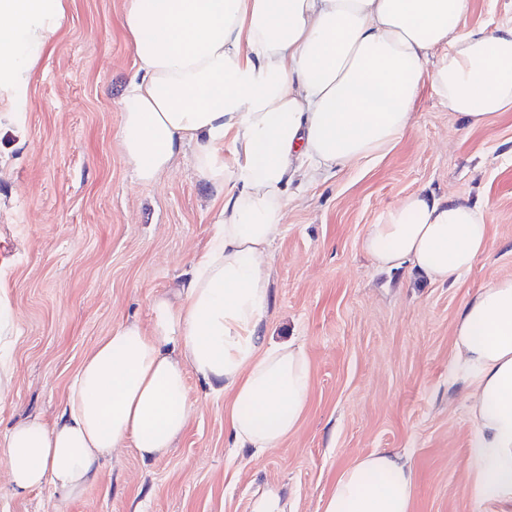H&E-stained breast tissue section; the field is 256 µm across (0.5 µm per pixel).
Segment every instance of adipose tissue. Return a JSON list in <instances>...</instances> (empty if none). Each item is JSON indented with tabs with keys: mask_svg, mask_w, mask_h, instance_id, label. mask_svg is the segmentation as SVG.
Wrapping results in <instances>:
<instances>
[{
	"mask_svg": "<svg viewBox=\"0 0 512 512\" xmlns=\"http://www.w3.org/2000/svg\"><path fill=\"white\" fill-rule=\"evenodd\" d=\"M67 6L0 0V120L23 111ZM469 9L470 0H126L138 70L123 96L124 154L150 183L195 147L224 204L190 276L152 301L150 325H119L93 348L53 425L35 420L0 438L16 488L69 497L97 481L115 449L166 455L189 425L190 372L230 394L234 447L264 451L296 432L309 359L266 325L289 186L392 147L423 82L474 124L512 108V25L462 29ZM488 236L481 206L418 192L370 225L362 248L379 270L409 266L452 283ZM454 347L475 429L465 496L477 510L512 512V278L465 303ZM416 486L408 460L378 450L339 475L323 512H412Z\"/></svg>",
	"mask_w": 512,
	"mask_h": 512,
	"instance_id": "adipose-tissue-1",
	"label": "adipose tissue"
}]
</instances>
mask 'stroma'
Segmentation results:
<instances>
[{"mask_svg": "<svg viewBox=\"0 0 512 512\" xmlns=\"http://www.w3.org/2000/svg\"><path fill=\"white\" fill-rule=\"evenodd\" d=\"M125 0H69L67 21L34 71L23 135L0 133V292L14 343L0 435L55 422L86 355L127 322L149 325L209 244L223 188L198 171L194 148L156 181H138L119 139L124 90L137 72L121 16ZM512 24V0H471L462 28ZM480 203L486 251L452 284L405 267L376 269L369 226L406 196ZM270 262L267 326L298 338L311 367L297 431L262 452L231 447L227 396L195 375L193 411L169 454L118 449L98 481L64 499L14 490L0 451V512H251L278 488L287 512H322L357 457L391 450L417 477L413 512H471L464 498L473 428L453 386L454 329L464 304L512 278V109L463 122L423 84L413 124L376 158L301 181Z\"/></svg>", "mask_w": 512, "mask_h": 512, "instance_id": "35a3bbf8", "label": "stroma"}]
</instances>
